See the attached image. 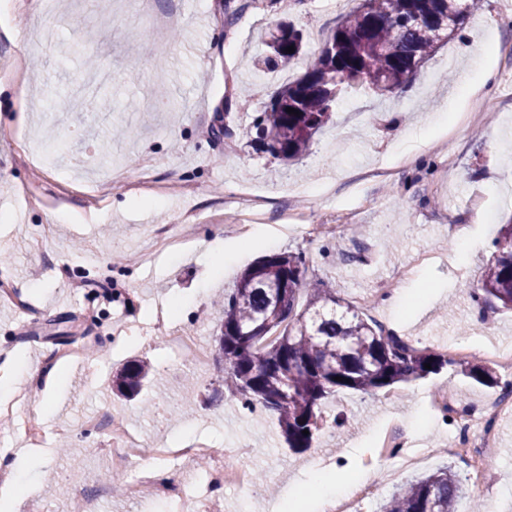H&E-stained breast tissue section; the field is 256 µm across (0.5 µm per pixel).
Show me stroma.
Masks as SVG:
<instances>
[{
	"instance_id": "1",
	"label": "stroma",
	"mask_w": 512,
	"mask_h": 512,
	"mask_svg": "<svg viewBox=\"0 0 512 512\" xmlns=\"http://www.w3.org/2000/svg\"><path fill=\"white\" fill-rule=\"evenodd\" d=\"M0 24V64L22 60L20 77L0 81V282L18 300L0 298V359L15 354L46 370L50 351L76 337L81 360L58 363L51 405L27 386L4 395L14 409L0 420V448L9 461L28 454L25 477L40 486L37 501L17 512H65L76 493L105 485L100 512H167L154 489L139 498L122 493L123 474L108 462L111 426L86 433L83 420L102 411L136 429L147 442L208 437L216 456L249 442L243 464L256 475L257 495L243 501L233 488L209 483L204 462L181 463L171 477H190L209 496V512H272L282 489L311 467L335 458L337 479L376 482L379 507L406 480L461 462L435 455L422 466L384 479L386 462L365 468L380 433L411 432L413 450L439 443L426 393L447 386L459 401L478 404L498 391L448 367L376 394L347 392L328 400L334 433H318L311 448L292 453L267 411L243 415L224 399L216 363L195 370L184 352L156 329L168 312L170 328L193 329L213 345L224 291L265 256L304 250L308 274L361 308L379 291L407 300L388 309L386 326L443 350L462 342L470 361L491 366L486 351L512 343V311L480 319L470 291L489 259L491 242L512 217V9L479 0L461 34L437 49L415 79L381 97L361 92L338 101L309 152L286 164L256 151L250 127L271 92L301 76L304 63L269 73L265 32L282 21L304 34L306 54L318 51L352 0H231L238 10L222 27L216 0H8ZM177 12L180 25L156 36L145 19ZM491 73L475 96L461 84L473 68ZM170 94L166 106L156 89ZM251 90L231 109L233 135L212 139L208 128L223 96ZM456 108H449V101ZM454 110L419 154L404 156L390 176L370 170L377 153L400 149L407 132ZM111 162H101L103 152ZM260 212L269 237L236 230L239 215ZM306 224H335L331 236L292 228L283 212ZM52 233L40 253L32 238ZM181 237L186 249L157 259L149 246L160 232ZM237 245L239 260L215 276L217 241ZM126 327L123 341L112 331ZM145 357L152 373L131 400L112 393V374ZM35 420L43 431L32 445L15 426ZM426 426L413 434L414 426ZM500 452L489 461L483 487L464 481L458 512L493 494L499 512H512V412L497 429Z\"/></svg>"
}]
</instances>
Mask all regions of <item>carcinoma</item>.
Listing matches in <instances>:
<instances>
[{"label":"carcinoma","mask_w":512,"mask_h":512,"mask_svg":"<svg viewBox=\"0 0 512 512\" xmlns=\"http://www.w3.org/2000/svg\"><path fill=\"white\" fill-rule=\"evenodd\" d=\"M373 2L359 0L344 14L303 75L274 91L265 110L256 113L251 131L258 150L286 163L300 159L330 120L331 91L340 95L361 85L381 96L395 93L477 8V0H381L379 8ZM290 46L292 53L286 51ZM268 47L267 67L286 68L303 55V34L280 23ZM288 107L299 114L286 112ZM472 298L512 309V219L493 242ZM214 355L223 363L224 391L276 415L284 442L296 453L311 448L330 397L391 388L456 365L445 353L409 348L308 279L300 250L262 258L224 291ZM461 372L482 385L512 387L476 363ZM149 373L146 361L131 359L112 388L131 397ZM462 494L457 473L446 465L398 486L381 512H457Z\"/></svg>","instance_id":"cac0c4a2"}]
</instances>
